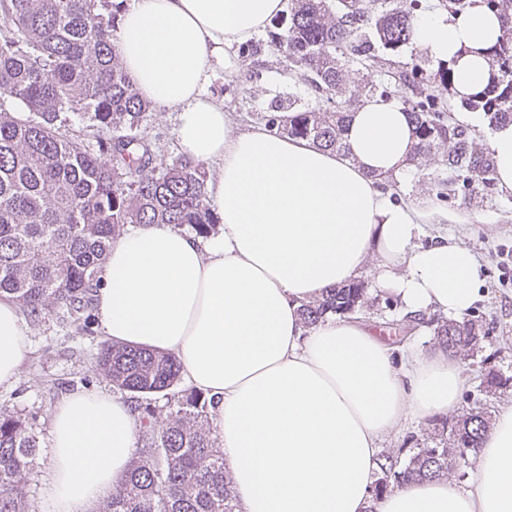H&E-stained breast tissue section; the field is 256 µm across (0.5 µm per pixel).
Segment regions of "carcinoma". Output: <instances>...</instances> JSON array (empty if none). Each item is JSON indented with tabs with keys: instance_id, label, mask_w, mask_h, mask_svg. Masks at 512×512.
I'll return each instance as SVG.
<instances>
[{
	"instance_id": "carcinoma-1",
	"label": "carcinoma",
	"mask_w": 512,
	"mask_h": 512,
	"mask_svg": "<svg viewBox=\"0 0 512 512\" xmlns=\"http://www.w3.org/2000/svg\"><path fill=\"white\" fill-rule=\"evenodd\" d=\"M123 0H0V297L33 320L53 309L78 321L91 304L112 242L130 224L188 225L203 236L217 223L206 192L204 164L185 156L172 163L155 155L140 123L152 108L121 64L111 36ZM474 0H439L450 14ZM504 35L479 51L487 81L470 94L454 91L456 61L429 68L414 57L389 58L414 39L420 0H288L266 27V39L239 46L248 78L261 73L260 56L279 57L315 105L292 97L271 103L265 125L323 150L345 149L346 112L361 98L397 99L408 113L416 144L408 164L439 156L448 178L434 177L439 196L495 186L490 149L473 143L458 111L480 112L490 128L512 123V0H482ZM23 105L10 111L5 103ZM76 111L96 128L97 148L69 133L60 114ZM280 112L294 116L285 122ZM365 288H332L302 304L304 326L326 314L360 306ZM435 347L467 356L480 340L471 320L435 328ZM176 356L118 342L101 343L95 375L126 396L140 423L142 446L116 482L102 512H236L224 450L206 427L214 399L176 390ZM167 399L161 426L147 399ZM482 412L450 427L456 453L479 449ZM39 444L29 417L0 411V512H27L22 483ZM384 474L370 512L411 480L447 477L448 449L418 448L405 464L380 459Z\"/></svg>"
}]
</instances>
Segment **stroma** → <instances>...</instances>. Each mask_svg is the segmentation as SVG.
Here are the masks:
<instances>
[{"mask_svg": "<svg viewBox=\"0 0 512 512\" xmlns=\"http://www.w3.org/2000/svg\"><path fill=\"white\" fill-rule=\"evenodd\" d=\"M240 81L245 83L246 93L236 92L235 85ZM207 93L222 103L233 122L242 128L261 124L275 97L290 96L303 103L310 100L305 86L289 83L272 53L267 54L259 79L247 80L242 73L233 78L220 71L208 85ZM176 126V113L157 108L148 113L143 127L156 155L168 160L179 156ZM437 169L438 163L432 158L420 167L409 168L407 175L400 177L393 199L419 202L450 213V220L427 226L426 237L445 234L449 240L469 246L477 255L482 268L480 299L469 317L478 325L482 339L474 355L462 362L469 383L457 410L444 418L402 425L384 442V451L399 452L404 460L414 449L423 447L426 435L441 434L443 421H456L460 414L478 406L491 416L500 403L512 400V194L495 188L464 199H443L429 178ZM27 328L29 351L17 381L0 387V408L34 419L33 431L40 450L25 477L27 509L51 512L49 448L53 408L65 395L66 385H73L78 392L90 388L108 393L112 387L93 374L98 346L105 340L95 309H88L84 320L77 323L53 311L39 322L28 323ZM484 360L509 380L508 385L492 394L480 389V363Z\"/></svg>", "mask_w": 512, "mask_h": 512, "instance_id": "obj_1", "label": "stroma"}]
</instances>
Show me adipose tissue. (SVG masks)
<instances>
[{
  "label": "adipose tissue",
  "instance_id": "1",
  "mask_svg": "<svg viewBox=\"0 0 512 512\" xmlns=\"http://www.w3.org/2000/svg\"><path fill=\"white\" fill-rule=\"evenodd\" d=\"M285 0H131L113 43L142 95L176 113L182 154L216 164L207 185L222 229L210 239L168 224L138 226L112 244L99 274L97 320L110 339L178 357L185 379L216 399L217 427L238 512H366L383 441L402 423L457 408L467 383L440 352L397 359L368 325L333 318L302 327L301 303L360 279L408 315H467L481 266L467 246L421 244L427 212L391 201L381 176L404 175L411 121L398 100L361 99L348 114L345 153L265 127L237 129L206 93L217 70L240 67L249 42ZM502 34L482 4L427 13L414 41L455 61L459 94L488 76L478 48ZM498 187L512 193V124L492 133ZM30 338L17 305L0 300V387L12 385ZM128 405L71 393L51 417L52 512H86L109 494L138 448ZM378 512H512V401L500 405L466 486L415 482Z\"/></svg>",
  "mask_w": 512,
  "mask_h": 512
}]
</instances>
